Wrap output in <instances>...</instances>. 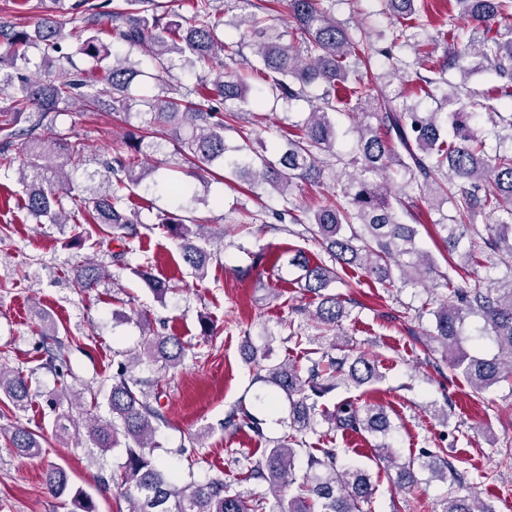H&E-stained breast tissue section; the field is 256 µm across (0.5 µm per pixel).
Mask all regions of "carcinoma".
Segmentation results:
<instances>
[{
	"mask_svg": "<svg viewBox=\"0 0 512 512\" xmlns=\"http://www.w3.org/2000/svg\"><path fill=\"white\" fill-rule=\"evenodd\" d=\"M253 7L243 19L231 24L232 33L221 39L216 0H195L189 20H171L158 12L156 0H107L112 9L99 10L89 0H77L74 9L88 8L90 35L71 53L63 46L69 36L66 25L72 19L55 13L42 17L29 32L0 27V37L10 51L9 68L0 67V94L11 100L10 111L0 115V167L15 169L22 186L24 208L36 221L49 219L67 224L71 216H81L86 224H97L136 234L135 213L128 210L129 191L142 176L134 174L142 148L153 151L157 142L144 143L145 136L129 135L126 157L115 158L112 175H102L103 190L88 196L74 193L69 166L77 167L82 158L70 141L69 130L58 122L62 113L78 103L83 111L96 110L109 96L112 109L126 111L133 104L143 107L139 113L147 131L158 130L176 146L189 173L202 178L218 177L215 168L233 176L249 174L250 191L269 187L281 197L288 196L299 182H318L325 171L357 168L358 175L348 178L329 205L303 215L288 210L292 223L304 226V233L330 256L332 264L312 263L298 255L292 259L300 271V288L319 299L313 320L328 332L342 327L350 316L345 302L330 291L343 280L346 269L358 268L383 288L407 285L448 289L434 296L430 314L434 317L428 331L429 342L441 348L448 367L459 372L476 396L502 381H512V274L503 278L487 277L485 285L462 286L453 275L487 262L492 269L502 263L512 271V151L489 152L486 139L473 125L484 117L497 127L512 131V26L509 39L487 36L493 27L512 20V0H455L461 15L486 36L466 37L451 28L445 35L451 50L439 66H430L423 26L417 22V0H383L389 19L387 30L374 38L371 29L348 27L332 15L335 0H286L288 13L296 22V31L280 29L270 23L268 7L259 0H242ZM110 28H100L99 19ZM111 43L103 41V36ZM386 47H378L379 40ZM252 49L254 60L242 59L254 84L250 85L236 70L217 73L210 81L193 86L173 84L174 57L193 66L206 65L221 55H241L243 45ZM407 46L415 59L407 63L393 49ZM96 63L97 71L89 79L50 77L46 72L66 63L76 67L74 55ZM384 56L392 74L400 82L416 81L425 88L448 83L445 74L466 57L479 58V64L493 66L501 81L494 91L480 98L461 86L443 95L439 104L420 111L399 94L374 97L368 72L371 60ZM105 85L101 89L98 84ZM305 99L311 109L298 126L300 134L288 140V147L277 159L270 160L248 144L230 147L224 131L231 128L218 116L217 105L254 108L271 100L273 105ZM351 107L356 123L355 144L350 154L336 151V124L333 117ZM401 173L402 187L392 194L383 174ZM432 209L452 203L453 214L434 223L437 235L448 252V269L441 271L433 255L418 239V225L408 224L412 216L405 203L408 190ZM495 218L477 230L476 217ZM178 242L183 262L196 277H205L212 253L207 225L195 219L167 213L161 219ZM148 289L158 298L171 291L170 284L150 272L136 268ZM108 277L106 268L89 259L77 266L73 287L88 292ZM471 317L482 320L480 334L465 332ZM144 341L139 351L117 361L116 372L107 394L109 418L93 417L86 430L92 445L106 453L124 443L126 460L101 478L112 485L130 503V512H371L374 494L368 470L339 463L336 448H308L298 435L313 429L320 415L343 433H366L378 440L374 451L378 460L390 463L395 483L409 489L417 483L416 468H429L442 480L446 470L410 458L398 462L386 438L392 422L384 406L375 403L357 405L342 401L331 413L319 409V398L335 388L337 376L361 386L378 378L375 362L354 345L343 347L344 355L321 354L303 370L288 361L256 365V379L274 392L284 395L290 404V432L272 441L262 459L248 468L249 477L268 484L270 497L254 498L221 477L204 481L173 476L156 459L158 422L164 420L155 403L159 393L143 388V381L132 375L142 360L160 370L176 368L184 359L185 347L173 335H159L149 321L141 323ZM41 349L45 365L63 376L67 367L64 344L56 326L46 322L41 328ZM488 340L492 354L471 353L462 343ZM0 396L19 411L32 402L28 379L23 373L0 367ZM80 399L69 387L47 396L52 408ZM241 426L260 432L259 422L247 411H231L224 429ZM0 438L22 457L39 458L45 453L44 438L15 423L0 425ZM307 456L308 472L298 475L296 461ZM45 485L56 498H68L71 512H96L93 499L82 489H73L67 470L50 466ZM435 512H491L477 506L475 496L464 482L448 489Z\"/></svg>",
	"mask_w": 512,
	"mask_h": 512,
	"instance_id": "carcinoma-1",
	"label": "carcinoma"
}]
</instances>
